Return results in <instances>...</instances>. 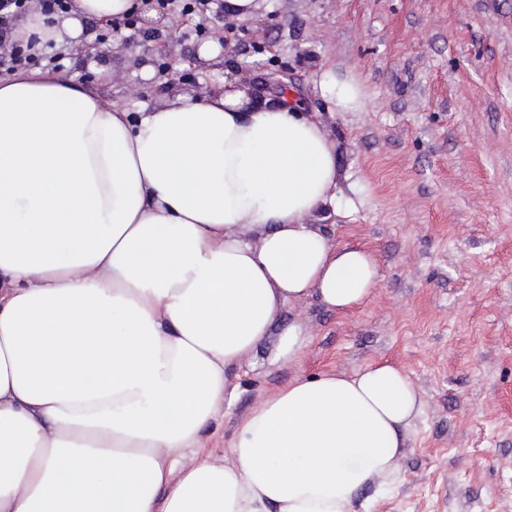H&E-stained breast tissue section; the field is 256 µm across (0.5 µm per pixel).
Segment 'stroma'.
<instances>
[{
  "mask_svg": "<svg viewBox=\"0 0 512 512\" xmlns=\"http://www.w3.org/2000/svg\"><path fill=\"white\" fill-rule=\"evenodd\" d=\"M223 2L203 16L147 10L131 28L88 22L93 52L64 48L54 71L133 112L207 101L228 76L247 90L254 62L285 64L305 115L336 141L339 199L310 222L369 252L378 282L347 312L289 301L230 371L236 396L209 449L223 455L295 378L389 363L425 407L397 480L361 491L371 512H512V0H260L229 33ZM328 72L357 81L355 107L323 96ZM291 325L307 343L287 362Z\"/></svg>",
  "mask_w": 512,
  "mask_h": 512,
  "instance_id": "obj_1",
  "label": "stroma"
}]
</instances>
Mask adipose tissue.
<instances>
[{
	"mask_svg": "<svg viewBox=\"0 0 512 512\" xmlns=\"http://www.w3.org/2000/svg\"><path fill=\"white\" fill-rule=\"evenodd\" d=\"M137 6L72 0L13 38L62 47ZM337 176L292 99L229 84L130 112L38 70L0 79V512H357L384 492L424 407L389 364L295 379L229 463L206 449L288 301L345 312L377 283L309 223Z\"/></svg>",
	"mask_w": 512,
	"mask_h": 512,
	"instance_id": "obj_1",
	"label": "adipose tissue"
}]
</instances>
